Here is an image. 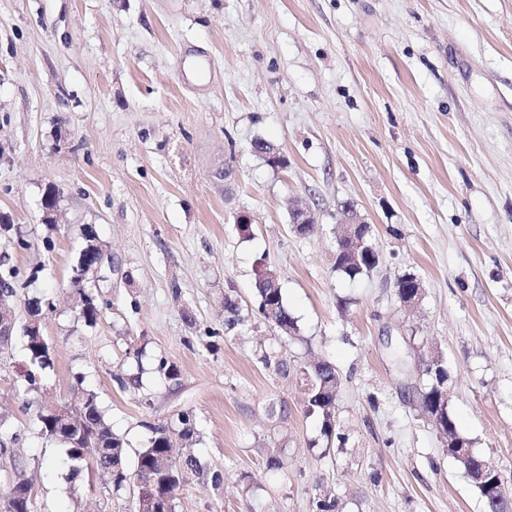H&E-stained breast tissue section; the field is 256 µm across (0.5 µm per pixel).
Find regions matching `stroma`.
<instances>
[{
  "instance_id": "obj_1",
  "label": "stroma",
  "mask_w": 512,
  "mask_h": 512,
  "mask_svg": "<svg viewBox=\"0 0 512 512\" xmlns=\"http://www.w3.org/2000/svg\"><path fill=\"white\" fill-rule=\"evenodd\" d=\"M260 139L283 166L253 152ZM0 145V213L17 229L0 253L21 276L41 269L20 296L56 304L38 391L22 336L0 351V493L26 479L32 512H134L93 470L69 480L39 433V408L78 382L131 457L145 422L192 410V450L224 485L188 476L176 512H312L325 490L334 512H485L419 392L439 353L459 430L512 472V0H0ZM348 203L380 253L354 280L334 268ZM297 204L314 234L293 231ZM86 224L112 260L92 327L70 286ZM263 266L295 338L253 310ZM408 272L424 288L412 311L394 288ZM228 290L249 313L229 333ZM134 346L139 391L118 382ZM264 348L336 364L335 439ZM159 356L177 381L150 373Z\"/></svg>"
}]
</instances>
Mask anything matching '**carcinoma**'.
I'll return each mask as SVG.
<instances>
[{"instance_id": "carcinoma-1", "label": "carcinoma", "mask_w": 512, "mask_h": 512, "mask_svg": "<svg viewBox=\"0 0 512 512\" xmlns=\"http://www.w3.org/2000/svg\"><path fill=\"white\" fill-rule=\"evenodd\" d=\"M347 244L336 242V250L341 257L335 261L336 271L354 279L366 275L374 269L376 260L369 258L360 265L351 262L345 254ZM256 301L258 312L263 319L281 336L292 338L296 334L297 324L285 304L282 290L272 288L268 282L256 279ZM46 297H33L23 304L25 317L45 316L53 311L47 306ZM103 310V301L96 299L88 303L82 313L81 321L87 326L96 325ZM224 330L230 332L244 322L242 308L231 292L224 293ZM25 350L29 370L26 373V389L36 391L41 385L42 371L53 366V352L43 336L24 335ZM143 348L127 352L128 358L137 364L136 371L119 379L123 388L138 389L142 385L143 370L139 367ZM263 365L284 377L290 372L288 360L274 351H262ZM153 373L166 381H172L179 375L177 366L160 356L155 359ZM310 376L312 387L307 393L305 412L315 415L320 420V432L326 440L336 435V396L340 386V376L336 366L328 360L305 362L298 374ZM72 401L61 406L59 411L47 409L37 414L42 435L48 440L63 445L67 455L74 462L70 476L75 478L83 471V466L97 470L102 481L112 486L113 491L126 489L134 480L154 483L162 498L160 512H175V500L180 486L187 475L210 477L212 485L218 487L224 483V474L216 471L205 472L199 460L189 454L182 460H175L172 455L174 438L185 443H192L196 437L193 414L182 411L166 423H142L150 436L146 446L138 452L134 462L127 459L123 441L112 434L106 424L98 396L91 390L77 387L73 390ZM440 413L446 422L445 431L456 440H463L465 448L471 447V441L458 429L455 420L448 412V407L441 406ZM448 456L461 464L464 471L478 474L484 467L488 475L502 480L504 487L488 492L487 488L475 486L483 499L487 512H512V494L505 484L512 482V474L494 467L475 453H467L464 448H445ZM0 512H31V487L28 483L18 481L5 495H0Z\"/></svg>"}]
</instances>
